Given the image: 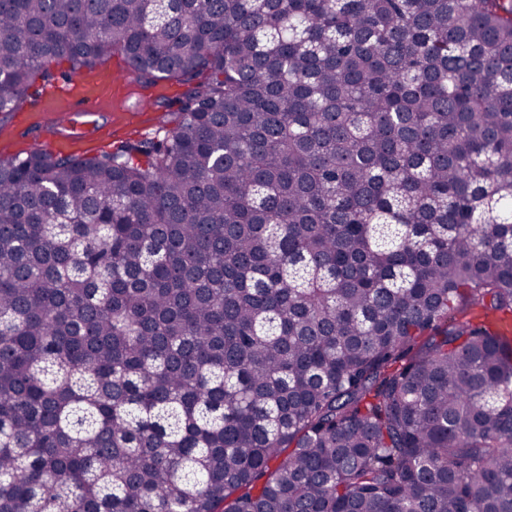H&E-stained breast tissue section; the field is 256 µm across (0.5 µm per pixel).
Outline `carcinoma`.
Masks as SVG:
<instances>
[{
  "label": "carcinoma",
  "mask_w": 512,
  "mask_h": 512,
  "mask_svg": "<svg viewBox=\"0 0 512 512\" xmlns=\"http://www.w3.org/2000/svg\"><path fill=\"white\" fill-rule=\"evenodd\" d=\"M0 512H512V0H0ZM92 70H99L112 75V98L103 99L92 110L91 115L73 117L71 112H79L89 104L97 103L103 91L93 96L68 98L63 103L69 112L67 124H59L56 113L62 104H56L46 112H42L43 106L40 97L33 95L25 100L19 108L9 117L0 121V159L12 157L33 148L51 150L52 142L67 137L74 128L76 120L80 139L72 144L56 148L52 151L75 154L80 156H95L102 152H109L126 141L138 140L155 132L170 116H164V112L143 110L140 103L149 100L156 103L159 110H176L178 100L182 98L186 87L175 79L160 80L155 85L142 87V83L126 78V64L119 54L111 55L99 62ZM152 93L154 96H149ZM161 102L168 104L163 105ZM66 127L67 135L58 136L54 128ZM39 140L33 144V140ZM51 151V152H52Z\"/></svg>",
  "instance_id": "1"
}]
</instances>
